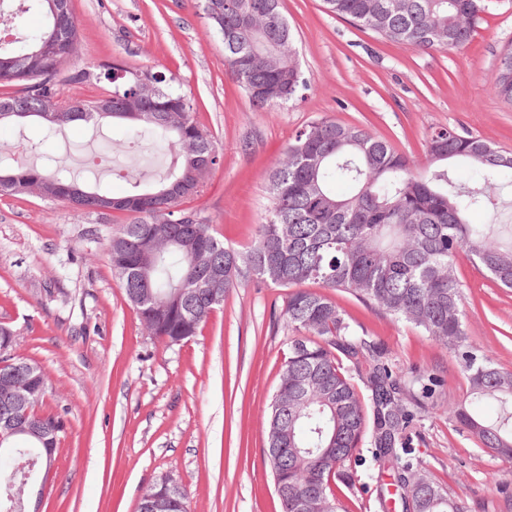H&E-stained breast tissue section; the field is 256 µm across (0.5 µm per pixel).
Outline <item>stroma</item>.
Returning a JSON list of instances; mask_svg holds the SVG:
<instances>
[{"label": "stroma", "instance_id": "stroma-1", "mask_svg": "<svg viewBox=\"0 0 512 512\" xmlns=\"http://www.w3.org/2000/svg\"><path fill=\"white\" fill-rule=\"evenodd\" d=\"M79 26L78 67L113 61L176 77L218 162L187 208L225 243L248 247L270 205L265 176L297 131L328 117L364 126L411 161H427L432 128L474 134L512 153V104L496 94L498 56L512 45V0H493L473 41L455 53L386 41L327 12L323 0H283L309 87L298 100L256 110L224 66V43L198 0H71ZM104 129L83 123L46 141L38 124L0 127L15 165L66 157L94 187L83 160L107 150ZM116 154L104 184L125 195L130 178L152 188L174 151ZM125 212L77 211L29 195L0 197V326L14 330L11 355L45 369V411L65 429L41 512H136L143 492L168 478L190 512H282L266 459L269 404L294 331L282 315L284 289L232 288L196 336L178 344L153 336L124 298L108 247ZM470 341L512 370V289L458 260ZM337 303L356 331L382 345L405 379L433 373L437 400L409 428L412 459L469 512H512V467L480 449L448 417L466 397L454 353L412 326L346 293ZM348 476L362 512H402L390 470L370 445Z\"/></svg>", "mask_w": 512, "mask_h": 512}]
</instances>
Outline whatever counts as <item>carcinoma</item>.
I'll use <instances>...</instances> for the list:
<instances>
[{
    "mask_svg": "<svg viewBox=\"0 0 512 512\" xmlns=\"http://www.w3.org/2000/svg\"><path fill=\"white\" fill-rule=\"evenodd\" d=\"M491 0H324L335 16L375 32L393 43L422 51H457L471 40ZM47 12V0H24L10 15L11 27L24 34L0 45V102L24 92L46 112L55 111L62 82H109L112 114L89 111L95 100H75L69 112L41 120L48 134L82 121L93 127L120 122L127 135L156 140L175 149L176 167L164 183L185 182L175 196H152L138 181L126 195L93 191L91 200L76 199L67 167H16L28 173L46 198L75 209L117 203L134 218L112 234V271L126 299L154 336L177 344L196 335L224 304L229 290L253 280L289 288L282 315L305 332L291 340L272 398L266 452L274 483H286L278 494L283 512L295 499L315 494L332 512H352L345 467L364 443L375 448V461L390 464L401 489L405 512H468L421 468L403 461L409 444L405 432L423 400L433 397L438 378L428 376L421 395L411 393L385 360L378 344L354 331L335 292L354 296L369 308L406 321L424 335L453 350L467 385L466 399L451 418L493 456L512 463V371L499 368L467 341L461 307L457 260L465 256L498 286L512 289V225L471 224L466 213L496 206L512 186V156L472 135L437 128L427 138L428 164L417 168L388 140L357 125L320 118L298 131L282 158L266 173L270 206L245 250L224 244L212 225L184 203L199 192L191 173L198 158L216 149L209 131L190 111L174 77L162 72L123 68L112 81L116 64L97 71L72 67L79 52L76 29L56 32L51 21L27 27L33 9ZM224 41L227 71L260 110L297 99L307 88L282 0H224V15L208 20ZM48 44V56L29 59L28 72L13 68L15 59ZM149 81L156 93L144 105L134 87ZM494 89L512 102V46L501 52ZM149 109L131 120L125 113ZM148 269L150 287L126 272ZM218 267L221 279L208 277ZM306 284L320 287L314 291ZM367 362L364 398L352 383L344 362ZM35 382L27 405H17L6 388ZM47 389L43 367L29 359L0 358V412L14 413L30 429L0 443V512H15L10 484L22 461L33 468L55 461L36 441L41 431L57 437L64 430L55 413H41ZM497 403L487 419L475 407ZM22 438L25 446H15ZM158 512H189L186 496L167 498L161 487Z\"/></svg>",
    "mask_w": 512,
    "mask_h": 512,
    "instance_id": "1",
    "label": "carcinoma"
}]
</instances>
